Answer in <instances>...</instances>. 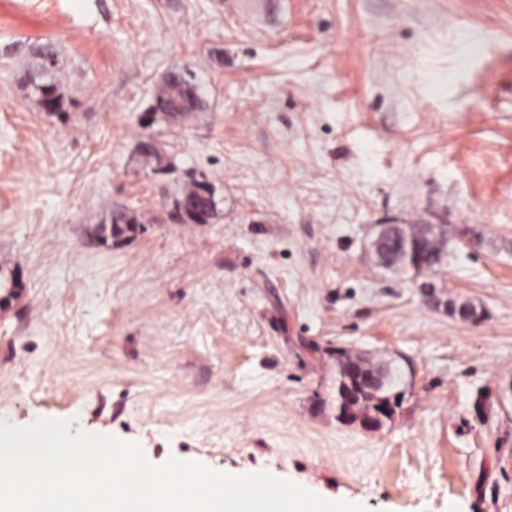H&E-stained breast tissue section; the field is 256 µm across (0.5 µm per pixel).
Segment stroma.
I'll return each mask as SVG.
<instances>
[{
  "mask_svg": "<svg viewBox=\"0 0 512 512\" xmlns=\"http://www.w3.org/2000/svg\"><path fill=\"white\" fill-rule=\"evenodd\" d=\"M46 42L63 115L25 80ZM200 176L217 217L180 223ZM376 224L467 230L441 306ZM340 348L402 374L379 429L336 417ZM42 417L369 512H512V0H0V422ZM172 81L169 84L167 98L171 113L186 115L195 112L201 107L202 101L198 95L197 87L183 72H170ZM121 211L112 214L111 224L109 228L103 227L101 232L102 241L107 242L108 238H120L125 235L126 232L133 231V224H138V217L135 213L129 209H119Z\"/></svg>",
  "mask_w": 512,
  "mask_h": 512,
  "instance_id": "obj_1",
  "label": "stroma"
}]
</instances>
